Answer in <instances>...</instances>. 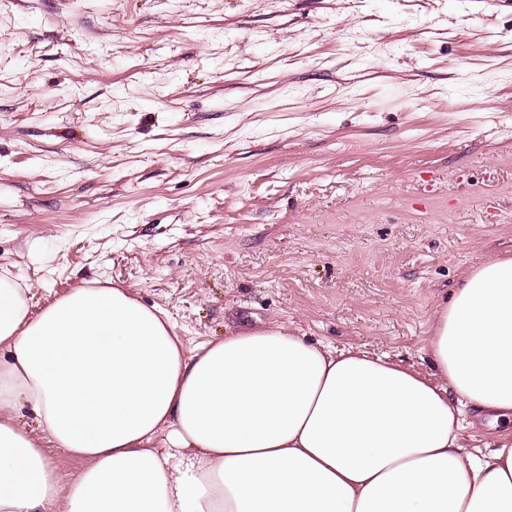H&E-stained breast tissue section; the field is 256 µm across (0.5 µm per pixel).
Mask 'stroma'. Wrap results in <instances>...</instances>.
I'll use <instances>...</instances> for the list:
<instances>
[{
	"instance_id": "1",
	"label": "stroma",
	"mask_w": 512,
	"mask_h": 512,
	"mask_svg": "<svg viewBox=\"0 0 512 512\" xmlns=\"http://www.w3.org/2000/svg\"><path fill=\"white\" fill-rule=\"evenodd\" d=\"M512 256V0H0V276L186 352L279 325L432 375Z\"/></svg>"
}]
</instances>
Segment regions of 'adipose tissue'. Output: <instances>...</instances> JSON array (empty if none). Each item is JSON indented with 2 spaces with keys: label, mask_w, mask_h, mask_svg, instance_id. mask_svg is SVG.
<instances>
[{
  "label": "adipose tissue",
  "mask_w": 512,
  "mask_h": 512,
  "mask_svg": "<svg viewBox=\"0 0 512 512\" xmlns=\"http://www.w3.org/2000/svg\"><path fill=\"white\" fill-rule=\"evenodd\" d=\"M428 351L430 377L268 326L189 354L126 289L35 311L1 277L0 512H512V432L459 443L466 407L512 417V257L466 278Z\"/></svg>",
  "instance_id": "1"
}]
</instances>
